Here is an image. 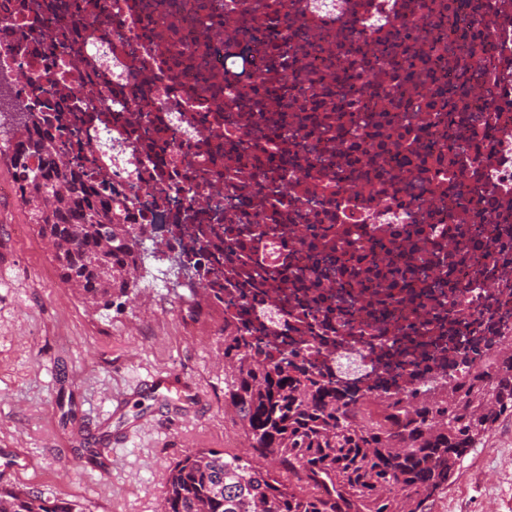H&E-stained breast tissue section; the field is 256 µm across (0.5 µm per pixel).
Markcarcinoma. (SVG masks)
Returning <instances> with one entry per match:
<instances>
[{"label": "carcinoma", "mask_w": 512, "mask_h": 512, "mask_svg": "<svg viewBox=\"0 0 512 512\" xmlns=\"http://www.w3.org/2000/svg\"><path fill=\"white\" fill-rule=\"evenodd\" d=\"M10 163L20 201L45 195L38 234L68 246L54 253L61 283L108 310L128 296L142 240L112 211L98 186L60 159L40 98ZM245 330L224 326V399L249 441L243 454L185 455L171 469L162 512H424L459 476L469 451L497 419L512 416V345L472 369L466 387L400 406L391 427L364 416L367 396L286 356L265 360ZM0 512H83L80 503L0 489Z\"/></svg>", "instance_id": "1"}]
</instances>
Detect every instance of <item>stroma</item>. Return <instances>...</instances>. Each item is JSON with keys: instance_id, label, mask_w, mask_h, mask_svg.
<instances>
[{"instance_id": "obj_1", "label": "stroma", "mask_w": 512, "mask_h": 512, "mask_svg": "<svg viewBox=\"0 0 512 512\" xmlns=\"http://www.w3.org/2000/svg\"><path fill=\"white\" fill-rule=\"evenodd\" d=\"M181 289L143 277L103 311L63 285L53 251L13 195L0 196V487L80 502L84 512H161L173 465L248 441L224 404V319L185 327ZM163 376L196 391L172 404ZM430 512H512V417L500 419Z\"/></svg>"}]
</instances>
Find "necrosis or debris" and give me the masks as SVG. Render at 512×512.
Returning a JSON list of instances; mask_svg holds the SVG:
<instances>
[{
    "instance_id": "obj_1",
    "label": "necrosis or debris",
    "mask_w": 512,
    "mask_h": 512,
    "mask_svg": "<svg viewBox=\"0 0 512 512\" xmlns=\"http://www.w3.org/2000/svg\"><path fill=\"white\" fill-rule=\"evenodd\" d=\"M166 271L374 408L512 341V0H0V80Z\"/></svg>"
}]
</instances>
